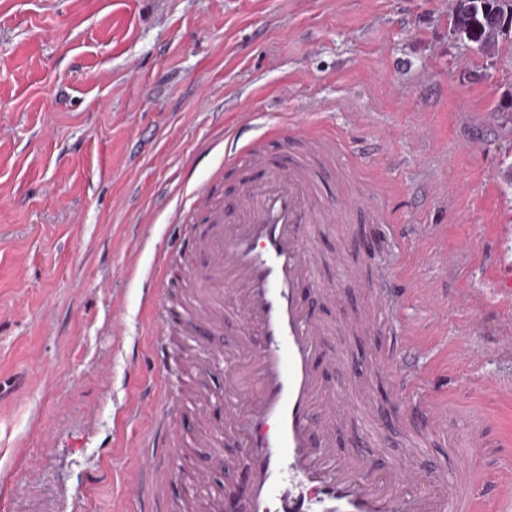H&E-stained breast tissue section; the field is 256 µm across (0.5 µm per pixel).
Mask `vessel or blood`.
<instances>
[{
  "label": "vessel or blood",
  "instance_id": "vessel-or-blood-1",
  "mask_svg": "<svg viewBox=\"0 0 512 512\" xmlns=\"http://www.w3.org/2000/svg\"><path fill=\"white\" fill-rule=\"evenodd\" d=\"M249 130L245 122L224 135L231 161L250 170L239 183L236 207H212L203 186L175 210L185 225L175 248L183 301L168 295L172 264L165 260L158 263L159 283L146 291L158 322V378L143 384L142 393L157 415L139 450L140 475L125 487L127 503L137 512H173L164 488L180 476L183 449L201 445L237 479L224 486L196 475L199 512H505L512 465L489 478L481 463L492 442L507 447L512 438L480 415L458 427L454 407L432 387L431 351L415 325L395 323L394 345L376 363L396 408L424 420L396 453L385 452L381 420L363 413L367 393L330 382L327 368L340 361L328 345L335 327L303 296L321 287L322 254L311 227L346 224L356 213L383 224L387 215L361 191L328 200L319 172L341 154L334 137L296 136L279 122L274 133L283 152L274 161L263 137H249ZM465 249L457 242L430 254L425 228L416 227L411 261L417 277L431 260L448 266ZM372 298L385 314L405 293L384 277ZM228 331L234 334L229 343L223 339ZM202 369L223 374V388L187 395L186 376ZM187 410L200 420L196 432H185L178 420ZM353 423L361 435L352 447H337L338 427ZM437 444L446 453L421 468L419 459ZM228 448L236 449L235 457H225Z\"/></svg>",
  "mask_w": 512,
  "mask_h": 512
}]
</instances>
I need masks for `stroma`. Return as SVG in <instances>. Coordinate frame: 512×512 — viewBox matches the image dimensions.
<instances>
[{"label": "stroma", "instance_id": "35a3bbf8", "mask_svg": "<svg viewBox=\"0 0 512 512\" xmlns=\"http://www.w3.org/2000/svg\"><path fill=\"white\" fill-rule=\"evenodd\" d=\"M453 0H0V512H124V483L153 417L156 323L144 301L156 250L198 185L223 199L224 127L254 134L287 117L342 143L350 178L387 226L324 224L321 318L361 314L381 274L407 289L429 369L448 399L512 432V407L470 384L512 383L492 339L512 314V48L486 58L450 32ZM223 177H215L216 169ZM427 247L469 241L453 268L406 265L412 225ZM360 284L349 285L348 268ZM450 305L426 331L423 293ZM471 292L478 303L455 306ZM484 358L458 368L462 343ZM332 381L382 392L370 370L386 334L331 339Z\"/></svg>", "mask_w": 512, "mask_h": 512}]
</instances>
